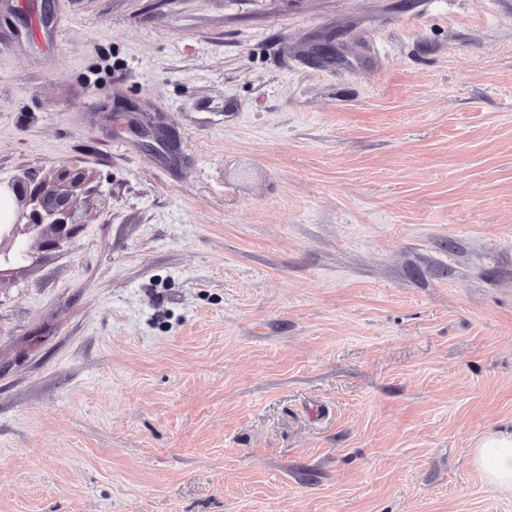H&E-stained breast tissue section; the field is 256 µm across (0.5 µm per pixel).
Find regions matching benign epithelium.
<instances>
[{
    "instance_id": "7a95c632",
    "label": "benign epithelium",
    "mask_w": 512,
    "mask_h": 512,
    "mask_svg": "<svg viewBox=\"0 0 512 512\" xmlns=\"http://www.w3.org/2000/svg\"><path fill=\"white\" fill-rule=\"evenodd\" d=\"M8 188L18 205H24L27 200L31 202L32 209L26 213L19 208L8 220L0 219V260L21 262L29 258L30 251L21 236L35 232L44 225L53 228L62 239L71 237L74 223L68 222L64 195L52 190L31 189L21 180L9 183Z\"/></svg>"
}]
</instances>
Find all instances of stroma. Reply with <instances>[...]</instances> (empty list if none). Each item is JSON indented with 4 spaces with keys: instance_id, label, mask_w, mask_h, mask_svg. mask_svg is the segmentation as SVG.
Masks as SVG:
<instances>
[{
    "instance_id": "stroma-1",
    "label": "stroma",
    "mask_w": 512,
    "mask_h": 512,
    "mask_svg": "<svg viewBox=\"0 0 512 512\" xmlns=\"http://www.w3.org/2000/svg\"><path fill=\"white\" fill-rule=\"evenodd\" d=\"M64 170L0 512H512V0H0V180ZM474 455L490 486L512 491V429L487 433L478 441Z\"/></svg>"
}]
</instances>
